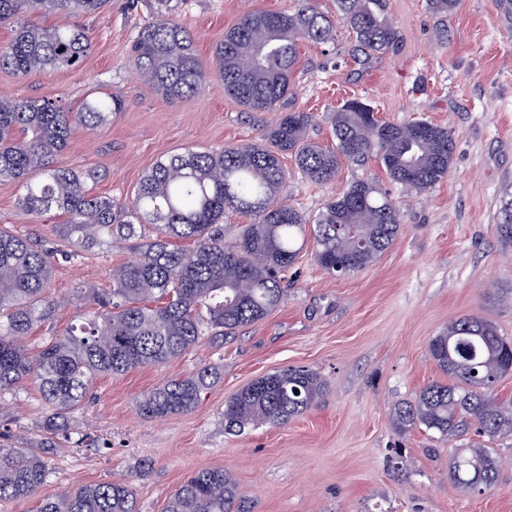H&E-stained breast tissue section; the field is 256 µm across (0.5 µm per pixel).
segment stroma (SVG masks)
Returning <instances> with one entry per match:
<instances>
[{
    "instance_id": "stroma-1",
    "label": "stroma",
    "mask_w": 512,
    "mask_h": 512,
    "mask_svg": "<svg viewBox=\"0 0 512 512\" xmlns=\"http://www.w3.org/2000/svg\"><path fill=\"white\" fill-rule=\"evenodd\" d=\"M291 0H112L82 19L92 48L75 67L47 75L0 71V95L60 99L78 106L93 90L123 97L124 111L90 133L74 128L64 163L95 170V193L131 203L144 174L161 156L188 148L219 150L261 141L272 112H249L210 74L193 97L171 100L139 78L131 46L138 31L174 20L193 31L203 60L242 16L278 11ZM399 37L397 52L378 55L354 73L352 35L337 25L334 45L300 49L294 91L284 110L312 113V140L333 142L332 113L352 98L378 117L424 119L452 128L455 149L445 178L418 193L392 182L380 163L342 164L335 179L315 182L283 155L288 201L312 216L356 180L376 182L399 206L400 230L366 269L328 274L311 243L289 269L288 293L267 318L233 336L201 337L184 356L161 366L96 379L92 399L70 412L46 461L48 478L35 496L0 501V512H36L44 498L78 486L130 482L138 512H165L174 490L202 468L232 472L253 512H512V434L477 437L473 430L441 436L406 433L390 409L443 375L429 343L465 315L486 319L512 339V239L500 230L505 190H512V0H459L440 21L428 0H386ZM17 183L0 181V228L66 249L54 214L33 219L19 203ZM137 255L121 243L107 252L58 260L50 317L28 337L30 348L61 335L79 304L72 290L105 291L114 266ZM205 366L220 376L195 407L158 420L137 403L172 376ZM305 367L328 389L302 416L281 426L224 427V402L265 374ZM49 407L36 386L0 393V433L21 448L39 446ZM481 444L498 456L494 486L484 492L448 477L455 449ZM149 462L140 471L141 462Z\"/></svg>"
}]
</instances>
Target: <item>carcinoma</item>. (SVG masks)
Instances as JSON below:
<instances>
[{
  "label": "carcinoma",
  "instance_id": "carcinoma-1",
  "mask_svg": "<svg viewBox=\"0 0 512 512\" xmlns=\"http://www.w3.org/2000/svg\"><path fill=\"white\" fill-rule=\"evenodd\" d=\"M112 0H0V26L13 28L0 47V69L19 75L75 66L91 49L80 25L44 26L30 16L50 13L94 15ZM386 0H336L337 19L317 0H293L280 11H258L224 32L212 61L224 92L252 112H267L293 91L299 48L328 44L335 21L354 36L347 54L363 68L374 55L396 51L399 35L385 11ZM446 20L458 0H429ZM143 81L170 99L192 96L210 68L195 36L183 25L159 20L139 30L131 49ZM111 94L85 99L76 108L48 99L0 96V181L23 184L24 212L39 218L51 211L63 220L60 237L86 251L110 249L116 239L138 241L139 257L112 269V290H75L86 307L59 337L36 353L24 339L55 307L50 297L55 251L40 241L0 229V393L32 380L55 413L45 425L63 429L65 415L87 397L99 376L164 365L209 333L220 336L266 318L282 302L288 269L302 250L306 215L288 204V174L280 162L294 155L309 179L328 182L341 160H377L391 181L424 192L451 168L452 130L425 120L385 122L373 108L352 99L333 115L336 144L308 139L310 112H280L265 144L226 145L216 151L186 150L162 157L143 176L131 205L92 191L98 178L60 161L73 128L94 131L124 109ZM232 207L252 216L237 240L224 242V212ZM313 224V254L329 274L367 268L389 248L400 230L397 204L371 182L356 181L330 198ZM175 240L191 243L186 251ZM430 356L448 377L394 405L393 425L418 426L442 436L473 423L493 438L512 432V405L496 398L498 381L512 372V340L477 316H463L433 337ZM217 377L211 367L165 380L139 401L150 419L186 413ZM319 373L288 367L261 376L224 404V426L284 425L309 411L325 392ZM51 442L37 448L0 445V500L34 496L47 477ZM497 460L488 448L453 454L450 480L489 489ZM37 512H137L125 482L86 485L41 501ZM166 512H251L232 473L203 468L170 496Z\"/></svg>",
  "mask_w": 512,
  "mask_h": 512
}]
</instances>
